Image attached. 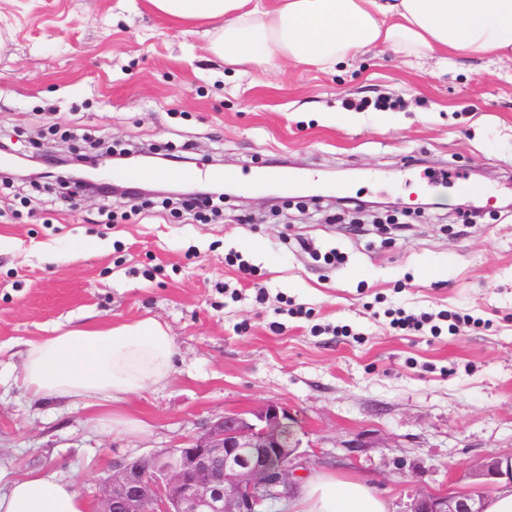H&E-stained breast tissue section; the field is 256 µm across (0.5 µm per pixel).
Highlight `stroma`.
Returning a JSON list of instances; mask_svg holds the SVG:
<instances>
[{"label":"stroma","mask_w":512,"mask_h":512,"mask_svg":"<svg viewBox=\"0 0 512 512\" xmlns=\"http://www.w3.org/2000/svg\"><path fill=\"white\" fill-rule=\"evenodd\" d=\"M212 37L145 0H0L13 152L187 142L198 167L300 181L218 208L0 181V469L56 471L91 503L113 463L275 404L300 483L362 479L388 512L467 490L477 460L512 455V61L370 50L334 71L234 69ZM397 308L474 322L405 335ZM147 317L177 356L168 384L128 401L145 431L22 387L30 344L56 329Z\"/></svg>","instance_id":"stroma-1"}]
</instances>
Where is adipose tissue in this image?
I'll use <instances>...</instances> for the list:
<instances>
[{
	"label": "adipose tissue",
	"mask_w": 512,
	"mask_h": 512,
	"mask_svg": "<svg viewBox=\"0 0 512 512\" xmlns=\"http://www.w3.org/2000/svg\"><path fill=\"white\" fill-rule=\"evenodd\" d=\"M182 24L221 22L211 44L225 65L280 61L334 68L367 49L431 58L512 60V0H147ZM172 336L146 318L109 327L77 325L32 344L22 381L39 398L70 397L94 407L166 382ZM303 512H387L362 480L322 476L305 486ZM0 512H90L57 472L12 478Z\"/></svg>",
	"instance_id": "obj_1"
}]
</instances>
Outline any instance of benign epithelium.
<instances>
[{
  "label": "benign epithelium",
  "mask_w": 512,
  "mask_h": 512,
  "mask_svg": "<svg viewBox=\"0 0 512 512\" xmlns=\"http://www.w3.org/2000/svg\"><path fill=\"white\" fill-rule=\"evenodd\" d=\"M287 411L266 404L226 414L200 436L112 466L99 480L95 512H266L293 497L300 443L281 442ZM462 495L421 491L405 512H485L489 486L512 484V456L487 455Z\"/></svg>",
  "instance_id": "benign-epithelium-1"
}]
</instances>
